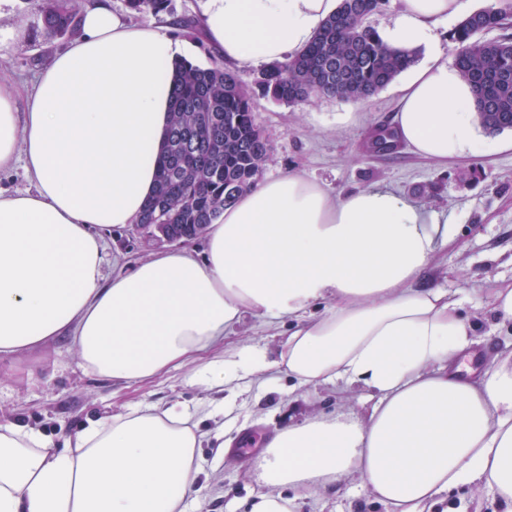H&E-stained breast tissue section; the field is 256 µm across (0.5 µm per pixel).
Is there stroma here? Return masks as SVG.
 <instances>
[{
	"label": "stroma",
	"mask_w": 512,
	"mask_h": 512,
	"mask_svg": "<svg viewBox=\"0 0 512 512\" xmlns=\"http://www.w3.org/2000/svg\"><path fill=\"white\" fill-rule=\"evenodd\" d=\"M45 0H5L0 5V77L32 81L60 39L47 40L42 17ZM397 94L387 86L363 101L315 96L298 105L267 98L255 101L256 122L270 144L262 178L296 172L334 195L353 190L387 188L415 204L447 216L449 240L424 272L422 285L462 290L469 297L463 313L480 340L476 367L512 354V327L500 325L490 312L484 289L512 284V150L477 152L441 166L406 145L369 153L365 145L376 129L393 128ZM103 273L131 270L139 260L160 251L122 226L104 233ZM287 325H266L245 315L226 347L249 346L264 356L258 379L240 381L239 397L226 412L201 425L202 489L187 502V512H241L245 499L260 487L254 463L261 446L241 454L243 434L266 438L274 428L312 413L362 414L368 392L337 394L335 387L298 384L279 358ZM187 369L122 386L86 372L69 340L0 361V421L19 420L51 437L76 431L88 420L119 413L147 400L188 404L220 402L221 393L188 385ZM299 512H385L359 485L343 482L320 487Z\"/></svg>",
	"instance_id": "obj_1"
}]
</instances>
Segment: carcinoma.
Wrapping results in <instances>:
<instances>
[{"label":"carcinoma","mask_w":512,"mask_h":512,"mask_svg":"<svg viewBox=\"0 0 512 512\" xmlns=\"http://www.w3.org/2000/svg\"><path fill=\"white\" fill-rule=\"evenodd\" d=\"M387 0H340L312 41L281 62L267 65L252 83L221 63L200 67L174 62L170 124L153 196L138 219L164 224L171 213L184 233L211 224L239 196L250 191L270 150L256 124L254 101L261 95L296 105L314 95L343 101L367 99L384 89L417 60L414 50L389 48L366 19ZM136 15L170 14L171 0H126ZM79 7L73 0H50L43 16L46 36L71 38ZM512 13L493 8L467 15L450 35L462 77L472 86L482 127L512 130V39L482 41L477 35L506 23ZM177 33L202 42L198 20L173 18ZM398 136L379 129L370 152L397 146Z\"/></svg>","instance_id":"cac0c4a2"}]
</instances>
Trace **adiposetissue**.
Masks as SVG:
<instances>
[{
  "mask_svg": "<svg viewBox=\"0 0 512 512\" xmlns=\"http://www.w3.org/2000/svg\"><path fill=\"white\" fill-rule=\"evenodd\" d=\"M381 34L428 47L458 0H403ZM339 0H207L200 26L225 61L283 60L309 44ZM182 46L88 0L69 43L32 86L0 79V358L68 337L83 366L129 386L208 355L190 384L224 389L262 355L225 348L245 314L289 319L281 360L303 385L375 392L368 413L312 415L270 436L262 491L244 512H295L312 489L350 478L387 512H438L482 485L512 512V355L463 371L476 343L464 298L417 282L448 242V220L401 194L336 197L289 173L263 181L203 231V256L164 251L105 278L102 235L136 223L151 198L169 121L170 65ZM399 138L447 164L480 140L474 93L452 64L410 67L397 88ZM204 405L142 402L56 447L0 423V512H186L197 493Z\"/></svg>",
  "mask_w": 512,
  "mask_h": 512,
  "instance_id": "1",
  "label": "adipose tissue"
}]
</instances>
